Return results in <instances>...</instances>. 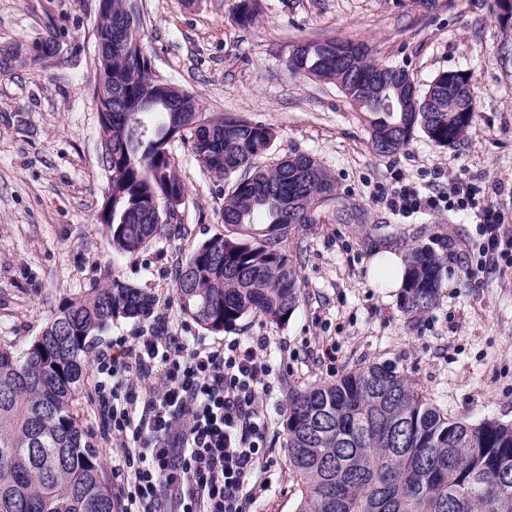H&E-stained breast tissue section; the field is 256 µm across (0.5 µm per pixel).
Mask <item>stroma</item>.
<instances>
[{
  "label": "stroma",
  "mask_w": 512,
  "mask_h": 512,
  "mask_svg": "<svg viewBox=\"0 0 512 512\" xmlns=\"http://www.w3.org/2000/svg\"><path fill=\"white\" fill-rule=\"evenodd\" d=\"M238 5L139 0L141 38L156 75L194 93L205 112L275 130L260 164L306 153L334 177L344 209L319 208L288 245L299 271L296 312L281 325L249 315L219 334L182 314L172 272L224 225L216 184L179 142L172 151L188 194L178 223L145 252L113 260L97 221L107 184L95 100L98 0H0V51L57 43L36 68L0 71V343L27 345L64 299L109 273L151 289L152 320L171 335L215 348L265 337L269 465L247 510L294 512L284 426L290 390L389 362L449 417L512 423V261L471 272L465 256L481 242L473 215L424 206L404 218L384 200L403 181L444 195L460 176L512 235V29L489 0H453L428 16L409 0H261L246 28L233 21ZM328 38L365 46L422 86L444 70L471 72L477 122L454 146L419 132L397 155L374 154L363 113L336 85L286 64L297 44ZM415 241L448 255L438 300L424 313L408 311L403 289L379 287L371 272L383 253L405 255ZM95 384L88 377L76 409L108 466L117 449Z\"/></svg>",
  "instance_id": "obj_1"
}]
</instances>
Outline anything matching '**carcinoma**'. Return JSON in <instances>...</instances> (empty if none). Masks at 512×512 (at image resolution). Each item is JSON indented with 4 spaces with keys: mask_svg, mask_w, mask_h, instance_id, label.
<instances>
[{
    "mask_svg": "<svg viewBox=\"0 0 512 512\" xmlns=\"http://www.w3.org/2000/svg\"><path fill=\"white\" fill-rule=\"evenodd\" d=\"M98 10L95 94L100 144L112 153V209L98 215L113 260L138 254L174 223L187 188L172 153L179 141L215 182L224 234L197 245L174 271L182 313L220 333L247 315L286 324L300 302L291 234L336 199L332 176L295 154L259 167L273 128L222 115H194L188 91L155 75L139 50L138 0H108ZM259 0H240L235 22L251 25ZM288 67L335 84L368 113L372 151H403L421 131L442 147L459 142L477 117L471 86L438 73L424 90L396 65L414 95L398 100L368 82L376 63L338 39L304 42ZM404 305L429 311L447 262L414 243L405 255ZM155 295L107 275L85 295L65 299L33 341L0 344V512H116L103 462L74 405L84 388L90 342L117 319L149 320ZM285 427L295 512H512V423H470L437 409L407 375L371 364L333 382L288 392Z\"/></svg>",
    "mask_w": 512,
    "mask_h": 512,
    "instance_id": "carcinoma-1",
    "label": "carcinoma"
}]
</instances>
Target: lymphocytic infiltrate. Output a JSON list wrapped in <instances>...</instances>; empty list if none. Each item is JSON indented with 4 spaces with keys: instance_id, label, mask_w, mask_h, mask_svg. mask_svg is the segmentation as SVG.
<instances>
[{
    "instance_id": "f902f5d3",
    "label": "lymphocytic infiltrate",
    "mask_w": 512,
    "mask_h": 512,
    "mask_svg": "<svg viewBox=\"0 0 512 512\" xmlns=\"http://www.w3.org/2000/svg\"><path fill=\"white\" fill-rule=\"evenodd\" d=\"M483 263L512 256L493 205L477 213ZM95 355L96 390L119 440L112 473L122 512H246L243 489L267 450L271 369L265 343L188 349L154 330Z\"/></svg>"
}]
</instances>
